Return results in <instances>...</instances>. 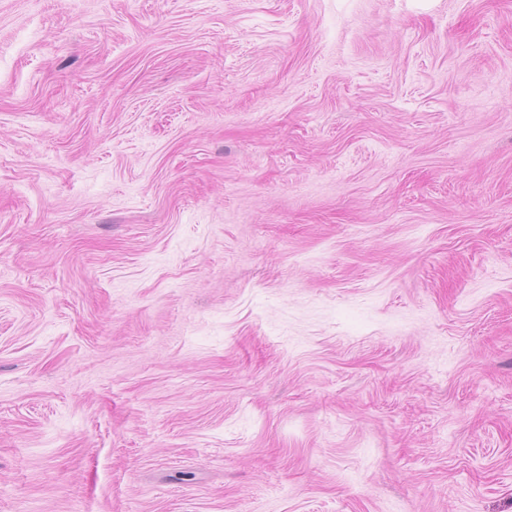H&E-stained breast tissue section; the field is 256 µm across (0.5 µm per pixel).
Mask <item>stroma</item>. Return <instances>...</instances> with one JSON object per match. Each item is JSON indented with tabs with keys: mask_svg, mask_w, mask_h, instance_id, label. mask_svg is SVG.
I'll return each instance as SVG.
<instances>
[{
	"mask_svg": "<svg viewBox=\"0 0 512 512\" xmlns=\"http://www.w3.org/2000/svg\"><path fill=\"white\" fill-rule=\"evenodd\" d=\"M0 512H512V0H0Z\"/></svg>",
	"mask_w": 512,
	"mask_h": 512,
	"instance_id": "obj_1",
	"label": "stroma"
}]
</instances>
